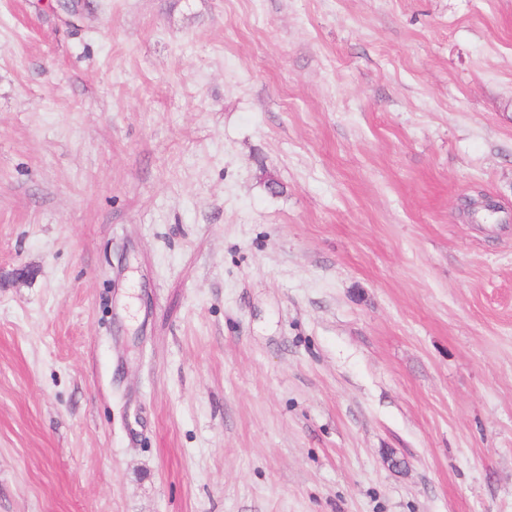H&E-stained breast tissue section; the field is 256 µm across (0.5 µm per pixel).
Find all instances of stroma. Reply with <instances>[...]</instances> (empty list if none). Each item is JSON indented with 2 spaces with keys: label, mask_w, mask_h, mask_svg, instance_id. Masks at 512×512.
Here are the masks:
<instances>
[{
  "label": "stroma",
  "mask_w": 512,
  "mask_h": 512,
  "mask_svg": "<svg viewBox=\"0 0 512 512\" xmlns=\"http://www.w3.org/2000/svg\"><path fill=\"white\" fill-rule=\"evenodd\" d=\"M83 4L0 0V512H512V0Z\"/></svg>",
  "instance_id": "stroma-1"
}]
</instances>
